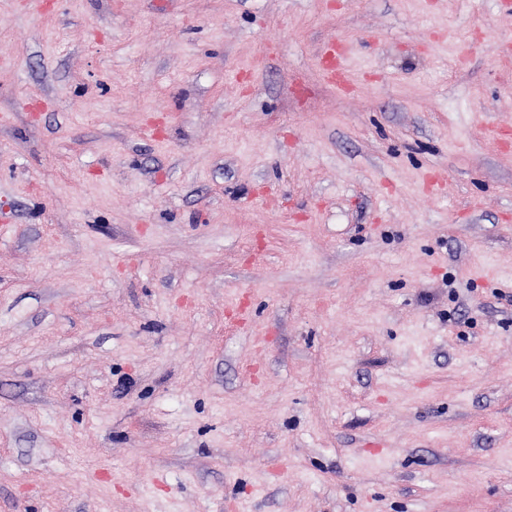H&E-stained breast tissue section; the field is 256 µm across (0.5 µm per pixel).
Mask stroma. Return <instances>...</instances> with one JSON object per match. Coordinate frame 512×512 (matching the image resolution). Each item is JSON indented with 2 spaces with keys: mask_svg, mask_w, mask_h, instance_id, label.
Masks as SVG:
<instances>
[{
  "mask_svg": "<svg viewBox=\"0 0 512 512\" xmlns=\"http://www.w3.org/2000/svg\"><path fill=\"white\" fill-rule=\"evenodd\" d=\"M44 2L0 0V512H512V15Z\"/></svg>",
  "mask_w": 512,
  "mask_h": 512,
  "instance_id": "35a3bbf8",
  "label": "stroma"
}]
</instances>
